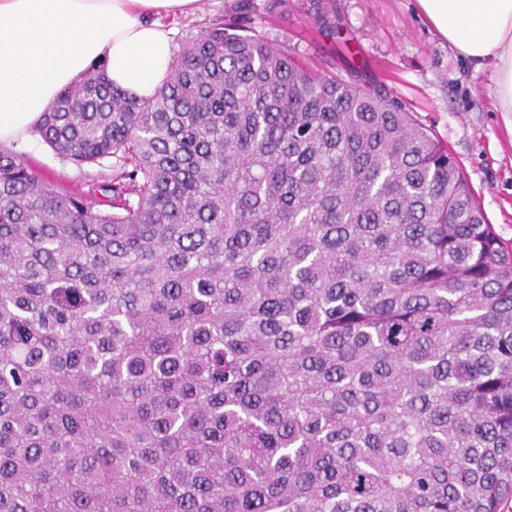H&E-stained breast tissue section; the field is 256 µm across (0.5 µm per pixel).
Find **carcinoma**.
<instances>
[{
  "mask_svg": "<svg viewBox=\"0 0 512 512\" xmlns=\"http://www.w3.org/2000/svg\"><path fill=\"white\" fill-rule=\"evenodd\" d=\"M0 147V512H512V252L383 84L236 17Z\"/></svg>",
  "mask_w": 512,
  "mask_h": 512,
  "instance_id": "cac0c4a2",
  "label": "carcinoma"
}]
</instances>
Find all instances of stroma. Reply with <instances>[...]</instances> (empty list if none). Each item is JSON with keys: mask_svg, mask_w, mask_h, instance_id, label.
Listing matches in <instances>:
<instances>
[{"mask_svg": "<svg viewBox=\"0 0 512 512\" xmlns=\"http://www.w3.org/2000/svg\"><path fill=\"white\" fill-rule=\"evenodd\" d=\"M239 15L300 62L382 83L448 146L489 222L512 247V115L496 111L489 71H474L420 14L416 0H198L160 17L173 50L212 18ZM12 148L43 178L86 188L98 169L61 158L39 135Z\"/></svg>", "mask_w": 512, "mask_h": 512, "instance_id": "35a3bbf8", "label": "stroma"}]
</instances>
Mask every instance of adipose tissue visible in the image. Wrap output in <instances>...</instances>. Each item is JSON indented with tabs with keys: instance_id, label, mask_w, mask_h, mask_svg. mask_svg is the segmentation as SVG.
I'll use <instances>...</instances> for the list:
<instances>
[{
	"instance_id": "adipose-tissue-1",
	"label": "adipose tissue",
	"mask_w": 512,
	"mask_h": 512,
	"mask_svg": "<svg viewBox=\"0 0 512 512\" xmlns=\"http://www.w3.org/2000/svg\"><path fill=\"white\" fill-rule=\"evenodd\" d=\"M198 0H0V142L25 138L59 92L97 60L112 87L148 97L173 52L160 16ZM435 32L475 71L492 72L496 109L512 115V0H416Z\"/></svg>"
}]
</instances>
